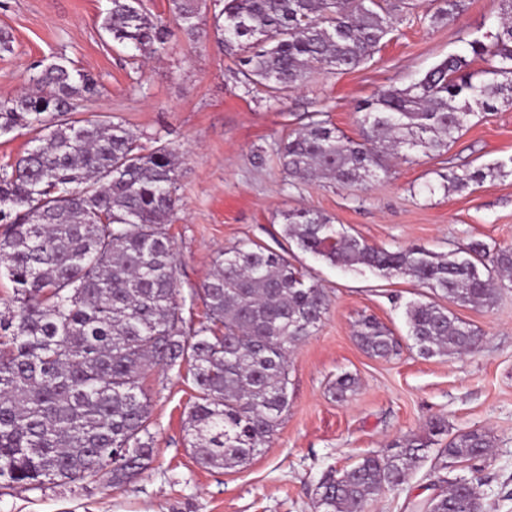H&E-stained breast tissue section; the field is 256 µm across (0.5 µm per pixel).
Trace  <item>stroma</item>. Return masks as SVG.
Wrapping results in <instances>:
<instances>
[{"label":"stroma","mask_w":512,"mask_h":512,"mask_svg":"<svg viewBox=\"0 0 512 512\" xmlns=\"http://www.w3.org/2000/svg\"><path fill=\"white\" fill-rule=\"evenodd\" d=\"M439 5L409 0L371 60L342 74L313 71L273 103L263 91L244 92L237 59L212 39L192 44L176 34L149 59L113 46L100 27L110 0H0V35L13 46L0 53V100L20 94L42 64L62 55L98 80L101 93L90 111L116 117L144 146L161 139L183 153L181 202L166 229L189 324L206 319L197 292L216 258L242 241L290 252L330 298L317 333L290 355L288 409L248 465L196 462L186 428L198 395L192 377L155 368L144 378L155 443L148 470L118 489L90 480L1 489L0 512H314L326 473L423 433L437 418L452 433L490 431L492 451L474 464L485 512H512V288L488 309L454 306L479 332L472 351L425 358L411 348L405 306L429 288L408 277L343 271L297 249L283 232L285 212L305 207L393 250L459 252L474 240L512 247V176H489L463 190L447 186L453 171L512 158V105L472 120L447 152L396 163L362 190L291 178L277 154L281 137L309 112H326L357 137L359 108L376 93L408 86L448 56L468 55L474 37L497 27V0H461L450 21L437 18ZM363 315L393 331L399 355L374 358L359 348L353 325ZM344 373L359 387L339 401L332 385ZM429 471L421 463L400 493L380 495L369 512H416L434 492Z\"/></svg>","instance_id":"stroma-1"}]
</instances>
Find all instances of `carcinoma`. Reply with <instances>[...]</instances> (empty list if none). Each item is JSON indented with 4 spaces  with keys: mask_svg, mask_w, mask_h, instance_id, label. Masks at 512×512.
I'll return each mask as SVG.
<instances>
[{
    "mask_svg": "<svg viewBox=\"0 0 512 512\" xmlns=\"http://www.w3.org/2000/svg\"><path fill=\"white\" fill-rule=\"evenodd\" d=\"M170 15L194 40L206 30L199 0H168ZM501 25L490 42L470 41L486 67L468 71L453 55L404 88L380 92L362 108L359 137L322 112L279 144L288 176L363 187L389 158L447 150L475 117L512 105V0H498ZM216 43L239 59V82L279 100L320 68L351 70L370 60L393 31L389 0H214ZM101 28L113 44L144 55L164 50L166 23L145 0H112ZM32 89L0 100V133H34L30 148L0 167V270L13 283L0 312V488L107 478L120 487L154 460L148 429L149 367L188 364L198 389L188 412L191 448L206 468L246 465L273 436L288 409V353L318 331L329 308L324 288L287 257L241 243L224 250L201 288L206 321L187 324L178 303L173 248L165 224L177 206L183 156L169 142L146 151L123 122L92 114L98 82L55 57L30 77ZM512 176L500 163L461 169L457 189L487 176ZM284 233L306 253L345 269L410 277L459 306L492 307L512 288V248L475 240L466 256L411 246L387 249L341 232L310 209L285 214ZM408 336L424 357L472 349V325L435 299L405 311ZM369 356L398 354L394 334L372 315L355 330ZM358 388L348 373L334 383L345 399ZM435 419L412 435L320 481L315 512H366L385 491L398 492L417 464L432 459L446 489L429 512H483L481 484L458 475L482 460L489 432L460 431L429 457Z\"/></svg>",
    "mask_w": 512,
    "mask_h": 512,
    "instance_id": "1",
    "label": "carcinoma"
}]
</instances>
